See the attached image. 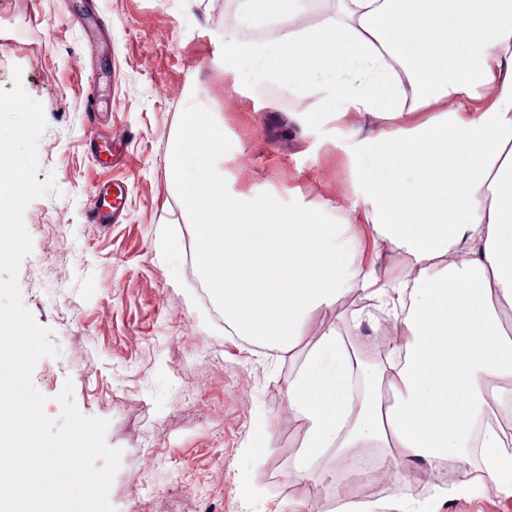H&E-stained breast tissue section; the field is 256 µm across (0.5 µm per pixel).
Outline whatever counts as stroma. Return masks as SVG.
Here are the masks:
<instances>
[{
  "instance_id": "obj_1",
  "label": "stroma",
  "mask_w": 512,
  "mask_h": 512,
  "mask_svg": "<svg viewBox=\"0 0 512 512\" xmlns=\"http://www.w3.org/2000/svg\"><path fill=\"white\" fill-rule=\"evenodd\" d=\"M17 67L47 121L37 178L59 188L25 211L33 249L18 273L59 349L33 371L46 416L59 420L69 380L80 411L108 420L122 451L116 512H333L335 497H312L297 477L301 427L281 416L301 354L251 345L202 294L167 155L185 112L216 111L234 192L302 207L341 204L352 166L373 158L350 160L330 122L270 136L298 96L225 66L217 0H0V88ZM110 142L116 157L97 161ZM107 181L123 188L121 213L88 222ZM410 495L430 512H512V496L481 487L394 482L369 502L401 512Z\"/></svg>"
}]
</instances>
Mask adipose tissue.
<instances>
[{"label": "adipose tissue", "instance_id": "adipose-tissue-1", "mask_svg": "<svg viewBox=\"0 0 512 512\" xmlns=\"http://www.w3.org/2000/svg\"><path fill=\"white\" fill-rule=\"evenodd\" d=\"M284 30L278 44L224 34L227 52L312 98L310 121L372 112L361 141L381 166L414 181L354 172L333 220L287 209L276 194L228 204L224 132L215 112H187L168 165L196 214L195 260L224 314L252 345L294 350L321 309L359 292L369 306L345 321L355 335L393 318L400 343L375 368L340 332L311 344L288 382L311 484L349 448H382L393 477L418 463H455L512 494V0H339L303 25L302 0H243ZM398 250L414 276L390 284L356 263L363 241Z\"/></svg>", "mask_w": 512, "mask_h": 512}]
</instances>
